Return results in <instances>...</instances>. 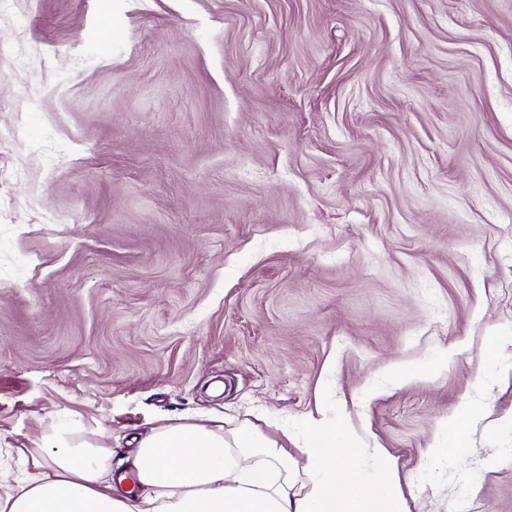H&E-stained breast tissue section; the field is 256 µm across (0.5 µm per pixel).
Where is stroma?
Instances as JSON below:
<instances>
[{
    "label": "stroma",
    "instance_id": "stroma-1",
    "mask_svg": "<svg viewBox=\"0 0 512 512\" xmlns=\"http://www.w3.org/2000/svg\"><path fill=\"white\" fill-rule=\"evenodd\" d=\"M0 47V466L323 410L411 512H512V0H5Z\"/></svg>",
    "mask_w": 512,
    "mask_h": 512
}]
</instances>
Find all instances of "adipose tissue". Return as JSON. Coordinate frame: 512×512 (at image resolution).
Instances as JSON below:
<instances>
[{"label": "adipose tissue", "instance_id": "obj_1", "mask_svg": "<svg viewBox=\"0 0 512 512\" xmlns=\"http://www.w3.org/2000/svg\"><path fill=\"white\" fill-rule=\"evenodd\" d=\"M306 428L297 464L225 414L164 418L120 454L55 427L24 452L23 474L0 469V512H410L385 449L340 447L332 417ZM364 453L370 480L354 465Z\"/></svg>", "mask_w": 512, "mask_h": 512}]
</instances>
